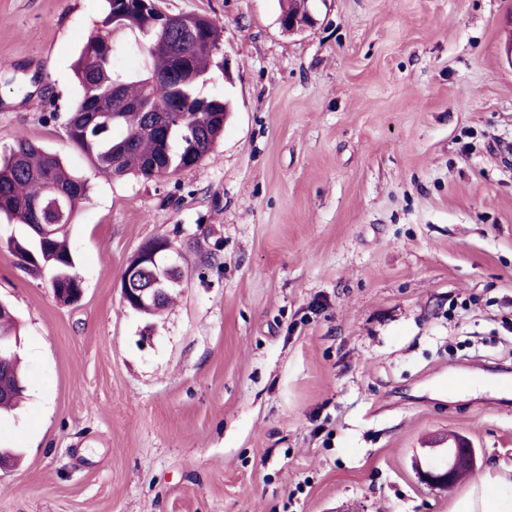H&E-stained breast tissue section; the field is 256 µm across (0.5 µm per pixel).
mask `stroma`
<instances>
[{
  "label": "stroma",
  "instance_id": "stroma-1",
  "mask_svg": "<svg viewBox=\"0 0 512 512\" xmlns=\"http://www.w3.org/2000/svg\"><path fill=\"white\" fill-rule=\"evenodd\" d=\"M159 0L223 29L232 112L163 179L95 172L67 139L73 66L105 0H0V147L89 180L83 293L56 301L0 226L26 398L0 413V512H449L416 461L467 439L512 466V398L448 377L512 367V0ZM182 253L175 303L128 309L130 257Z\"/></svg>",
  "mask_w": 512,
  "mask_h": 512
}]
</instances>
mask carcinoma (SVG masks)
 <instances>
[{"label":"carcinoma","mask_w":512,"mask_h":512,"mask_svg":"<svg viewBox=\"0 0 512 512\" xmlns=\"http://www.w3.org/2000/svg\"><path fill=\"white\" fill-rule=\"evenodd\" d=\"M103 17L87 35L74 66L78 95L65 123L71 144L82 151L94 170L102 175L136 173L146 179L160 171L170 175L197 166L224 134V106H214V97L202 92L214 69H222L221 55L214 48L221 42L222 27L208 16L183 14L171 26L154 27L131 9L117 15L115 0H105ZM193 27L198 40L184 53L176 46ZM127 29L138 34L136 50L143 57L137 71L114 66L111 34ZM121 90L112 94V84ZM159 109L158 120L171 128L161 136L150 128L143 108ZM60 191L55 203L56 224L50 232L40 228L33 204L43 200L45 188ZM89 194L88 179L70 168L57 152L27 140L0 151V221L19 225L23 231L10 235L7 246L19 265L47 277L57 301L71 303L70 289L81 287L68 239L79 204ZM178 283L158 305L143 315L156 317L173 301ZM18 321L12 308L0 306V343L11 344L10 363L0 369V406L11 409L24 390L16 347Z\"/></svg>","instance_id":"cac0c4a2"}]
</instances>
